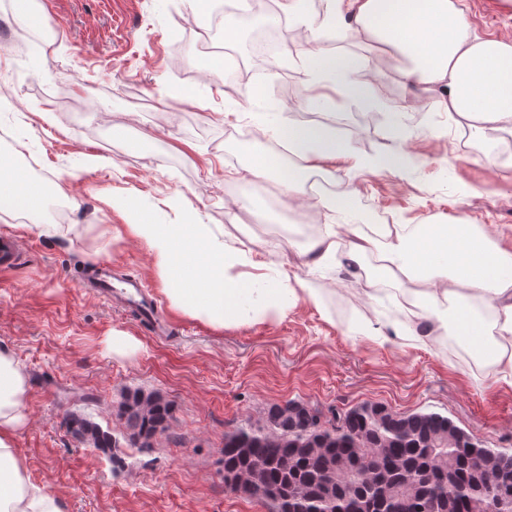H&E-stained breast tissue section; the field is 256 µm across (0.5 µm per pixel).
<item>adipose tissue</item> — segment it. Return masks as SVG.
Returning a JSON list of instances; mask_svg holds the SVG:
<instances>
[{
	"mask_svg": "<svg viewBox=\"0 0 512 512\" xmlns=\"http://www.w3.org/2000/svg\"><path fill=\"white\" fill-rule=\"evenodd\" d=\"M280 7L309 33L326 24L407 59L406 80L437 92L438 109L458 124L512 134V39L479 36L459 0H328L322 21L305 11L303 0H281ZM305 59L314 88H353L356 60L315 51L306 52ZM274 134L288 141L301 167L286 171L282 157L268 152L243 172L252 178L287 173L292 190L319 159L347 149L334 130L317 125H280ZM127 230L151 250L164 294L186 315L220 328L244 309L261 316L288 307L287 289L272 288L255 297L228 276L240 254L226 249L208 225L159 224L142 215ZM347 238L352 250L377 256L376 279L412 282L411 305L431 316L421 335L447 330L466 340L484 336L479 315H491L495 333L485 336L488 364L512 376V253L468 223L351 224ZM450 305L456 316L448 324L442 312ZM28 391L24 365L1 346L0 512H64L62 500L32 479L16 447L27 424Z\"/></svg>",
	"mask_w": 512,
	"mask_h": 512,
	"instance_id": "1",
	"label": "adipose tissue"
}]
</instances>
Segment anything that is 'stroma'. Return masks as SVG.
<instances>
[{
    "label": "stroma",
    "mask_w": 512,
    "mask_h": 512,
    "mask_svg": "<svg viewBox=\"0 0 512 512\" xmlns=\"http://www.w3.org/2000/svg\"><path fill=\"white\" fill-rule=\"evenodd\" d=\"M475 31L512 37V0H461ZM200 17L189 0H39L24 18L0 0V131H9L72 202L75 228L56 237L24 224L28 214L0 210V239L17 242L15 266L0 270V343L29 375L25 429L17 447L30 475L55 491L66 512H268L264 501L224 484V434L262 422L270 405L303 400L323 413L366 401L407 414L437 412L485 447L512 452V379L450 351L444 337L422 343L391 339L397 318L368 291L364 275L337 257L311 267L300 249L304 211L316 223L339 224L333 194L297 208L277 179L227 178L244 167V126L252 151L272 135L255 127L267 116L286 123L321 112L349 144L345 157L323 158L350 193L353 223L376 213L398 224L484 227L512 253V164L476 150L483 132L420 105L405 82L402 60L370 41L307 36L294 27L284 72L264 85L227 86L201 71L177 45ZM55 29L58 43L18 47L19 31ZM309 50L363 61L357 78L379 111L403 124L389 135L358 124L361 100L311 99L301 57ZM290 76L293 95H278ZM51 120H44V113ZM411 154L415 170L368 172L369 153ZM135 202V210L113 199ZM150 214L160 224H207L253 264L236 276L250 288L287 276L288 310L242 318L217 329L177 311L161 294L148 247L113 227ZM295 247H286V239ZM137 277L156 291L173 332L167 340L107 301L87 296L81 278L99 264ZM324 298L311 303L305 289ZM157 392L175 405L154 448L123 438L118 409L131 392ZM83 412L121 438L112 458L99 456L67 428Z\"/></svg>",
    "instance_id": "1"
}]
</instances>
